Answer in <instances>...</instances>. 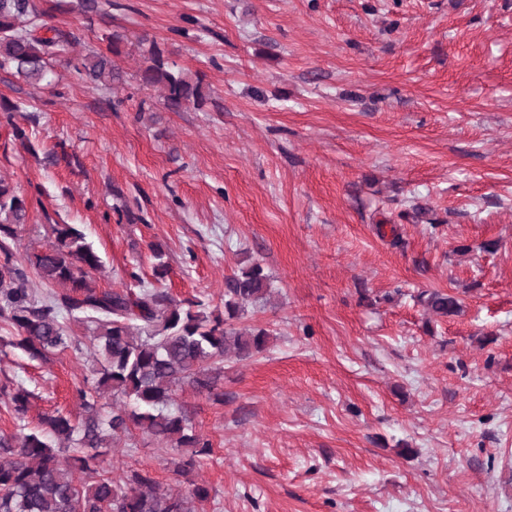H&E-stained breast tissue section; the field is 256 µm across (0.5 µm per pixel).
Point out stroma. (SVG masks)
<instances>
[{
	"label": "stroma",
	"mask_w": 512,
	"mask_h": 512,
	"mask_svg": "<svg viewBox=\"0 0 512 512\" xmlns=\"http://www.w3.org/2000/svg\"><path fill=\"white\" fill-rule=\"evenodd\" d=\"M98 3L38 0L73 56L122 35V85L0 72V99L26 105L0 111V141L12 122L28 135L0 150L31 202L17 257L72 224L102 290L152 283L154 244L176 298L222 309L254 261L272 289L240 321L268 347L225 361L223 401L176 394L210 454L179 475V451L136 429L113 476L206 484L203 512H512V0ZM153 45L201 80L202 108L142 85ZM433 289L461 312H428ZM13 334L0 324V386L33 398L20 420L0 396V436L79 414L90 350L33 360Z\"/></svg>",
	"instance_id": "stroma-1"
}]
</instances>
